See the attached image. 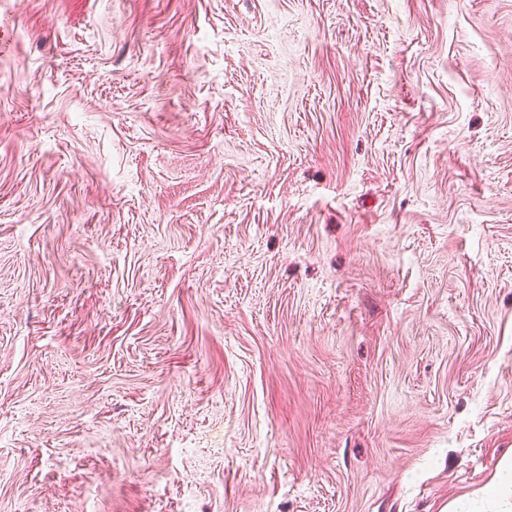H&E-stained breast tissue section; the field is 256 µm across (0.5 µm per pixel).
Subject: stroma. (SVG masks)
<instances>
[{
  "label": "stroma",
  "mask_w": 512,
  "mask_h": 512,
  "mask_svg": "<svg viewBox=\"0 0 512 512\" xmlns=\"http://www.w3.org/2000/svg\"><path fill=\"white\" fill-rule=\"evenodd\" d=\"M0 27V512H503L512 0Z\"/></svg>",
  "instance_id": "obj_1"
}]
</instances>
